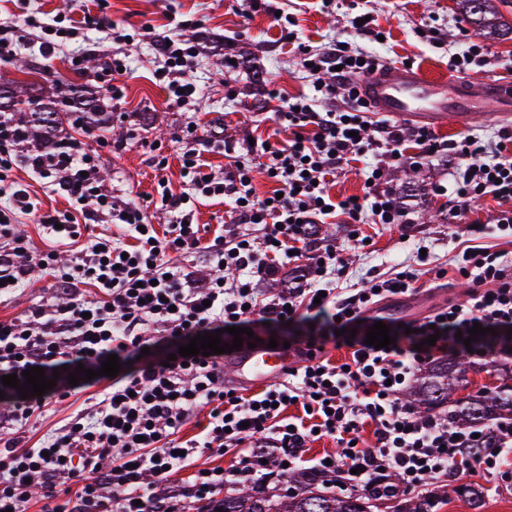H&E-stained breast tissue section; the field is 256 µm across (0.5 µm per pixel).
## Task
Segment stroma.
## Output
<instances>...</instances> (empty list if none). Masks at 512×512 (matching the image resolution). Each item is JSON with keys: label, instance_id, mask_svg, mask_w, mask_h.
<instances>
[{"label": "stroma", "instance_id": "stroma-1", "mask_svg": "<svg viewBox=\"0 0 512 512\" xmlns=\"http://www.w3.org/2000/svg\"><path fill=\"white\" fill-rule=\"evenodd\" d=\"M96 0H0V24L22 25L23 13L42 21L63 14H79L93 7ZM108 13L113 21L136 33L134 42L125 44L124 52L131 66L122 81L126 94L111 102V151L98 159L100 177L115 194L132 193L157 197L160 186L173 195L182 194L187 185L181 173V156L190 144L183 130L196 126L199 134L213 141L205 152L208 172L223 176L230 168L223 144L245 154L250 139L273 136L276 130L272 112L285 99L312 91L310 77L300 68L302 51H315L341 40L375 54L379 60L413 63L434 75H450V57L468 43H482L490 63L476 67L469 76L475 80L512 81V39L483 35L461 11L457 0H275L274 5L295 21L298 45L288 44L284 32L266 13L245 15L239 0H109ZM372 12L383 42L357 32L352 19ZM190 19V27L179 30L171 24L170 13ZM434 31V41L420 38V29ZM183 36L191 41L206 39L215 50L199 58L193 78L201 101L180 107L168 100L154 78L159 66L152 46L153 37ZM114 44L103 32L89 33L56 51L52 59L38 51H27L33 64L31 78L38 85L52 87L68 84L81 88L85 96H101L105 90L96 80L112 57ZM233 56L239 68L225 66V57ZM506 124L490 117L477 127L447 124L433 130L434 140L456 146L471 140L485 160L512 158V142L500 138ZM168 159L164 171H156L154 154ZM454 159L436 155L422 159L414 142H407L405 159L395 168L386 169L384 186L401 191L411 189L409 205L412 222L405 227L393 224H364L372 239L370 246L352 249L347 229L342 224H323L321 238L335 241L345 261L339 273L338 287L356 288L373 275H386L415 265L418 250H426L431 273L422 276L418 289L409 296L385 300L372 311L388 322H410L428 315L448 299L463 300V280L449 273L452 256L462 248H486L512 253V239L494 232L491 222L503 205L492 197L472 204L456 220L448 218V193L453 178ZM447 269L446 277L434 278L436 269ZM52 278L34 273L26 288L0 303V319L24 317L35 305L53 297ZM512 372V352H498L488 359H472L471 368L462 378L460 395L498 385L500 378ZM92 389L58 403L33 419L20 432L22 441L31 444L62 426L70 416L88 407ZM464 485L478 486L482 498L471 503L463 495H449L447 502L433 512H512V490L493 489V480L484 474L465 477Z\"/></svg>", "mask_w": 512, "mask_h": 512}]
</instances>
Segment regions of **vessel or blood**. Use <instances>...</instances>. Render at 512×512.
Here are the masks:
<instances>
[{
	"instance_id": "vessel-or-blood-1",
	"label": "vessel or blood",
	"mask_w": 512,
	"mask_h": 512,
	"mask_svg": "<svg viewBox=\"0 0 512 512\" xmlns=\"http://www.w3.org/2000/svg\"><path fill=\"white\" fill-rule=\"evenodd\" d=\"M359 92L375 114L435 128L456 122L472 126L494 113L512 117V83L432 76L400 63H384L359 77ZM296 351L264 344L242 346L226 356L228 385L250 387L282 381L298 366Z\"/></svg>"
}]
</instances>
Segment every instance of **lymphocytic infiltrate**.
<instances>
[{
  "instance_id": "lymphocytic-infiltrate-1",
  "label": "lymphocytic infiltrate",
  "mask_w": 512,
  "mask_h": 512,
  "mask_svg": "<svg viewBox=\"0 0 512 512\" xmlns=\"http://www.w3.org/2000/svg\"><path fill=\"white\" fill-rule=\"evenodd\" d=\"M109 0L84 11L80 25L69 16L54 19L50 30L36 29L34 40L16 27L0 25V58L23 49L51 57L78 29L107 31L115 43L128 33L107 14ZM161 80L169 99L191 104L197 93L189 74L198 53L181 38L156 44ZM313 79L315 98L288 99L275 114L289 134L286 143L255 141L247 155L232 158L224 177H207L197 150L182 159L192 198H224L232 229L205 239L193 211L181 197L161 198L172 215L165 232L148 220V206L103 188L98 179V149L64 137L51 152L22 155L13 122L0 116V297L23 287L40 268L54 269V285L69 299L62 305H37L26 318L0 320V376L39 366L57 381L44 396L20 398L14 388L0 393V429L19 430L40 415L50 398L74 394L68 369L96 371L94 404L34 445L19 438L0 440V512H30L34 488H42L40 512H190L215 506L225 491L241 484L269 485L283 467L330 477L331 491L373 493L380 498L416 494L434 497L445 481L484 471L499 486L512 487V428L500 430L497 448L478 447L470 433L447 418L417 415L399 393L435 358L457 352L456 334L474 324L497 335L512 330V259L486 248H466L454 257L457 274L472 287L463 302L411 322L386 349L368 345L375 324L373 306L412 293L421 272L408 267L391 277L375 276L347 293L336 290L343 260L335 245L316 244L315 225L342 218L348 239L364 246L363 218L375 224H406L410 211L380 190L386 168L404 157L405 138L389 124L366 129L365 107L352 90L355 76L374 70L378 61L347 42L329 44L299 60ZM334 81H325V74ZM374 153L378 161L366 174L358 198L333 200L330 177L344 171L354 156ZM472 150L455 151L456 176L448 211L459 217L472 202L490 196L505 202L494 217L500 232L512 235V160L472 162ZM278 183L280 195L267 200L253 185L252 158ZM26 162L64 193V211L35 212L27 190L10 174ZM36 213L37 222L56 241L79 245L73 263L55 269L54 251H34L29 239L15 235L18 214ZM107 217L123 226L132 244L108 237L82 242V222ZM316 244L313 280L278 289L265 287L280 267L298 262L299 245ZM195 254L211 269L196 278L181 264ZM96 288V301L81 290ZM306 329L296 348L304 363L281 383L253 394L224 382L220 354L176 359L179 346L196 335L220 333L232 343V326L251 329L269 341L288 325ZM437 335L435 345L424 335ZM345 350L343 361L325 355L327 345ZM117 355V376L100 375L109 355ZM210 421L197 438L179 441L182 427L202 407ZM372 427L374 441L362 432ZM335 440L329 455L306 458L318 438ZM232 455L230 468L198 469L174 485L194 449Z\"/></svg>"
}]
</instances>
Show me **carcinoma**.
<instances>
[{"instance_id": "obj_1", "label": "carcinoma", "mask_w": 512, "mask_h": 512, "mask_svg": "<svg viewBox=\"0 0 512 512\" xmlns=\"http://www.w3.org/2000/svg\"><path fill=\"white\" fill-rule=\"evenodd\" d=\"M470 21L489 36L501 34L499 24L488 17L489 0H459ZM89 102L74 90L67 96H45L33 83L11 80L0 83V112L18 114L17 127L22 139L43 140L68 123L80 125ZM470 368L465 356L441 360L421 374L407 397L418 414L425 417L443 409L462 431L473 428L483 432V447L495 443L494 430L503 423L512 424V382L507 381L477 395L456 396L459 381ZM277 485L296 487L294 493L269 492L266 488L245 487L224 495L220 508L207 512H372L375 496L326 495L319 489L322 480H307L300 472L288 471L276 477Z\"/></svg>"}]
</instances>
